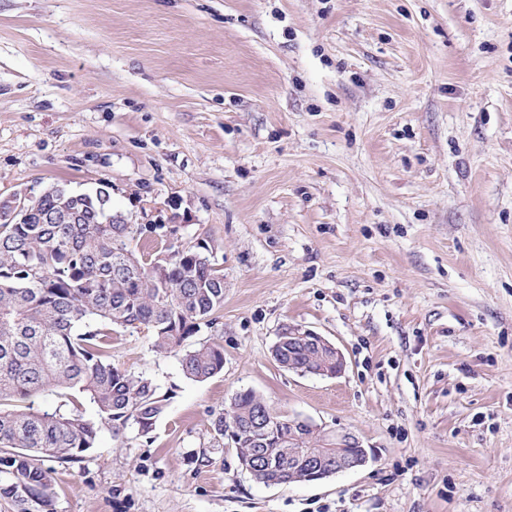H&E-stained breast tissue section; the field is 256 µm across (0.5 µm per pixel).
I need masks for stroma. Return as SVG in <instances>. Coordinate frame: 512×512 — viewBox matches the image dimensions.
<instances>
[{
	"instance_id": "obj_1",
	"label": "stroma",
	"mask_w": 512,
	"mask_h": 512,
	"mask_svg": "<svg viewBox=\"0 0 512 512\" xmlns=\"http://www.w3.org/2000/svg\"><path fill=\"white\" fill-rule=\"evenodd\" d=\"M56 184L208 243L224 369L116 333L165 412L56 465L54 512H512V0H0V197ZM293 326L345 372L281 368ZM247 390L370 461L255 482L213 431ZM183 375L195 382H204L224 369V348L213 342H199L180 358Z\"/></svg>"
}]
</instances>
